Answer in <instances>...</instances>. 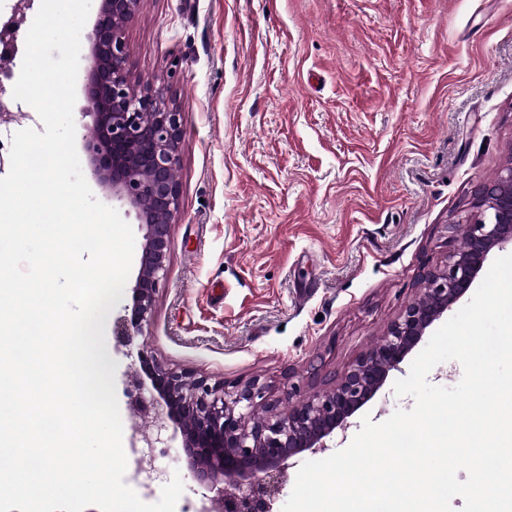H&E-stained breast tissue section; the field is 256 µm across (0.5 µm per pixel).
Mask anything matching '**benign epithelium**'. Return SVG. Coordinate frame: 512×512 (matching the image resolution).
I'll return each mask as SVG.
<instances>
[{
    "label": "benign epithelium",
    "mask_w": 512,
    "mask_h": 512,
    "mask_svg": "<svg viewBox=\"0 0 512 512\" xmlns=\"http://www.w3.org/2000/svg\"><path fill=\"white\" fill-rule=\"evenodd\" d=\"M142 0H101L89 42L84 88L93 133L83 151L94 182L132 214L143 231L141 267L133 304L112 324L117 345L129 346L150 321L155 296L167 278L171 225L179 210L174 177L183 113L162 88H139L130 78L128 26ZM476 218L461 226L458 248L438 269L422 274V296L390 324L382 341L356 361L339 383L293 404L292 392L274 395L254 379L210 382L164 368L147 346L137 351L139 369L152 386L126 388L130 405L151 416V431L131 425L136 473L140 462L165 447L175 429L190 469L206 489L194 512H271L283 478L300 453L328 449L336 430L383 387L390 371L472 287L495 248L512 245V164L475 193ZM224 475V489L216 490Z\"/></svg>",
    "instance_id": "1"
}]
</instances>
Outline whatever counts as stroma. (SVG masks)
I'll list each match as a JSON object with an SVG mask.
<instances>
[{
    "label": "stroma",
    "instance_id": "obj_1",
    "mask_svg": "<svg viewBox=\"0 0 512 512\" xmlns=\"http://www.w3.org/2000/svg\"><path fill=\"white\" fill-rule=\"evenodd\" d=\"M131 79L184 117L166 284L128 349L166 368L281 392L323 391L380 341L474 218V192L512 163V0H143ZM391 371L348 429L414 400ZM175 512L203 491L181 440L124 481Z\"/></svg>",
    "mask_w": 512,
    "mask_h": 512
}]
</instances>
